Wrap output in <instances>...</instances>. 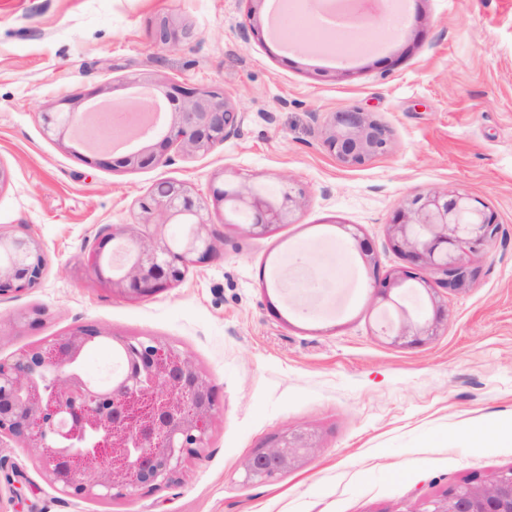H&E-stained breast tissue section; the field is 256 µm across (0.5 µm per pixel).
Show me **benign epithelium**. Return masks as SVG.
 Returning a JSON list of instances; mask_svg holds the SVG:
<instances>
[{"instance_id":"benign-epithelium-1","label":"benign epithelium","mask_w":512,"mask_h":512,"mask_svg":"<svg viewBox=\"0 0 512 512\" xmlns=\"http://www.w3.org/2000/svg\"><path fill=\"white\" fill-rule=\"evenodd\" d=\"M85 100L74 94L66 100L69 108L42 113L44 130L59 137L75 135L74 116ZM160 103L171 119L153 137L154 143L112 161L102 158L105 148H92L82 160L128 170L154 168L169 160L173 147L187 155L204 154L239 131L241 116L222 89L151 82L135 107L149 110ZM322 134L328 149L349 166L385 154L391 145V130L359 108L334 113ZM230 198L249 216L241 228L260 236L292 223L304 190L282 180L275 203L247 185L211 190L216 207ZM138 207L155 217L159 232L131 228L116 233L106 227L86 259L89 270L131 300L178 285L190 267L216 255V235L203 216L207 202L193 187L162 181L139 198ZM170 224L188 229L168 239L161 230ZM498 231L496 212L467 194L434 189L407 199L389 234L391 248L406 266L375 277L373 297L390 303L397 289L412 282L425 314L414 324L402 307L401 317L382 332L407 346L437 335L448 321V305L436 298L435 288L466 289L476 275L472 257L486 251ZM112 242L118 273L106 277L103 258ZM46 267L43 246L26 225L0 230V298L37 287ZM40 315L39 310L20 313L13 327H32ZM103 342L111 343L123 362L117 372L91 378L82 371L83 355ZM217 411L211 379L189 354L155 336H117L85 324L0 357V438L34 449L51 484L76 499H128L146 488L174 483L186 460L207 447ZM321 445L313 428L286 430L246 460L243 482H273L311 460ZM423 512H512V470L488 481L476 477L455 484L429 499Z\"/></svg>"}]
</instances>
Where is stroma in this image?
<instances>
[{"label":"stroma","mask_w":512,"mask_h":512,"mask_svg":"<svg viewBox=\"0 0 512 512\" xmlns=\"http://www.w3.org/2000/svg\"><path fill=\"white\" fill-rule=\"evenodd\" d=\"M406 2L396 34L368 27L339 56L267 0H0V227L28 225L47 253L37 288L0 299V356L96 324L188 351L220 400L200 457L130 499L68 497L32 449L0 441V512H422L450 485L512 468V445L468 444L486 416L512 417V0ZM252 16L262 38L242 35ZM163 20L175 43L155 42ZM143 80L223 88L238 133L135 171L45 135L41 115L62 99L94 90L130 104ZM351 108L392 131L389 151L358 166L320 135ZM283 177L305 190L296 223L254 236L209 209L217 255L176 287L133 301L84 268L101 228L141 223L137 200L158 182L206 196ZM433 189L485 202L500 230L476 279L448 295L447 325L405 347L379 335L369 281L402 265L389 224ZM32 309L41 323L16 331L10 317ZM305 426L322 437L311 462L243 484L254 451Z\"/></svg>","instance_id":"35a3bbf8"}]
</instances>
